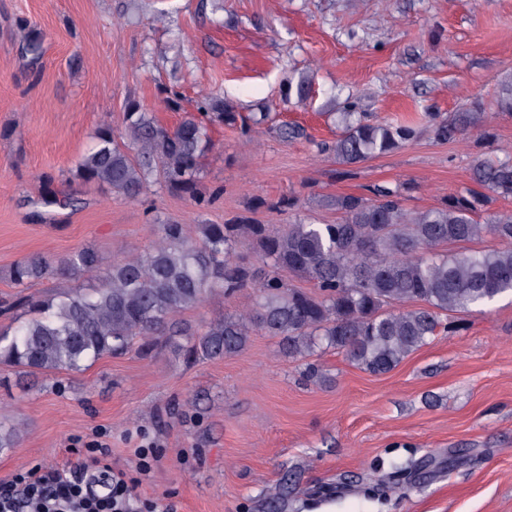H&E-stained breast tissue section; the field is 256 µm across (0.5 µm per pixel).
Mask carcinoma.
I'll use <instances>...</instances> for the list:
<instances>
[{
	"instance_id": "1",
	"label": "carcinoma",
	"mask_w": 512,
	"mask_h": 512,
	"mask_svg": "<svg viewBox=\"0 0 512 512\" xmlns=\"http://www.w3.org/2000/svg\"><path fill=\"white\" fill-rule=\"evenodd\" d=\"M181 101L177 91L166 98L168 108L182 113L173 127L158 123L140 102L128 101L123 132L115 134L108 123L98 126L75 179L139 199L157 172L171 192L207 206L200 183L201 158L213 147L210 127L234 125L240 114L211 95L201 97L194 112ZM494 105L512 115V78L500 85ZM342 120V133L328 150L346 166L393 151L415 134L409 125L363 123L350 112ZM474 131L493 139L480 100L432 124L441 141H464ZM470 179L474 187L420 212L404 208L398 186L376 190L375 199L337 196L331 205L343 217L336 224L296 222L272 231L239 216L196 225V238L185 224H162L152 248L108 267L90 246L59 257L29 254L10 271L20 291L0 301V315L10 320L0 331V365L52 375L133 348L147 357L162 347L197 363L235 354L262 332L278 338L293 358L333 349L370 372H389L438 334L442 315L512 294V213L491 211L497 198L512 196V157L476 156ZM41 203L65 204L50 177ZM480 212L486 214L482 222L476 219ZM485 236L503 246L488 252L441 250ZM246 243L259 247L267 267L261 276L239 254ZM281 270L313 282L317 293L286 286ZM83 277L94 280L87 292H23L35 281ZM248 287L255 290V302L244 312L196 327L173 323L211 294ZM18 442L17 428L0 425L1 454Z\"/></svg>"
}]
</instances>
